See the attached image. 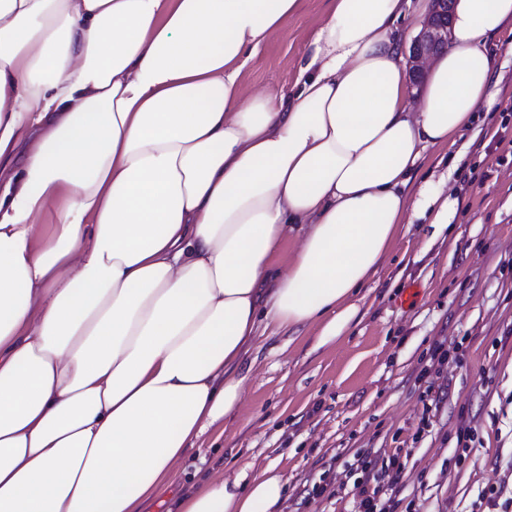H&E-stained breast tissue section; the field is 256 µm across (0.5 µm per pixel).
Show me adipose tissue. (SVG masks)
<instances>
[{
	"instance_id": "ef3b65f1",
	"label": "adipose tissue",
	"mask_w": 512,
	"mask_h": 512,
	"mask_svg": "<svg viewBox=\"0 0 512 512\" xmlns=\"http://www.w3.org/2000/svg\"><path fill=\"white\" fill-rule=\"evenodd\" d=\"M299 3L0 0V512H144L237 410L259 330L335 342L405 214L450 223L447 179L407 187L491 100L512 0H454L418 109L411 0H329L293 92L245 98ZM287 483L272 463L175 508L276 512Z\"/></svg>"
}]
</instances>
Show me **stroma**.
I'll return each mask as SVG.
<instances>
[{
	"mask_svg": "<svg viewBox=\"0 0 512 512\" xmlns=\"http://www.w3.org/2000/svg\"><path fill=\"white\" fill-rule=\"evenodd\" d=\"M327 0H301L279 33L242 71L245 94L291 92L303 47L325 21ZM492 104L480 107L454 146L431 147L413 187L441 175L458 201L450 225L406 215L388 255L354 297L358 314L335 343L316 331L259 336L244 358L243 399L223 434L202 439L172 486L146 512H168L198 475L259 474L277 464L288 479L279 512H353L342 488L357 455L399 454L403 502L415 512H469L480 491L512 466V28L493 41ZM420 288L418 299L406 292ZM462 344L447 369L448 399L421 425L420 395L437 375L427 349ZM478 439L462 463L456 430ZM332 497L305 498L319 478Z\"/></svg>",
	"mask_w": 512,
	"mask_h": 512,
	"instance_id": "1",
	"label": "stroma"
}]
</instances>
